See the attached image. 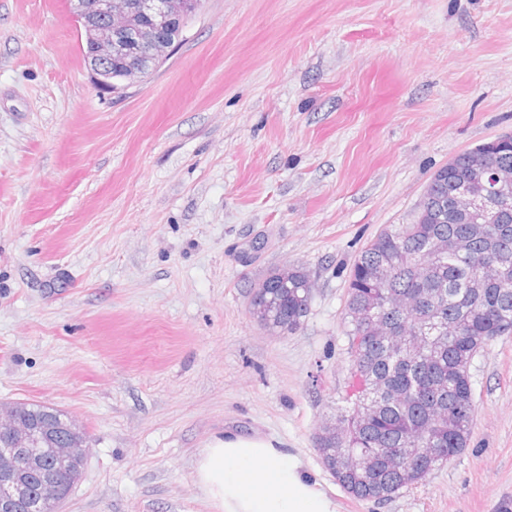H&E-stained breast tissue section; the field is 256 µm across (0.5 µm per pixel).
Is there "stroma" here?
Segmentation results:
<instances>
[{"label":"stroma","mask_w":512,"mask_h":512,"mask_svg":"<svg viewBox=\"0 0 512 512\" xmlns=\"http://www.w3.org/2000/svg\"><path fill=\"white\" fill-rule=\"evenodd\" d=\"M80 47L67 0H0V401L88 433L60 512H214L194 462L227 431L282 441L336 512L512 499V335L473 358L468 446L423 482L359 501L315 447L355 259L512 133V0H203L119 95ZM285 264L315 288L272 336L249 300Z\"/></svg>","instance_id":"1"}]
</instances>
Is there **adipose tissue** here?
<instances>
[{"label":"adipose tissue","mask_w":512,"mask_h":512,"mask_svg":"<svg viewBox=\"0 0 512 512\" xmlns=\"http://www.w3.org/2000/svg\"><path fill=\"white\" fill-rule=\"evenodd\" d=\"M194 481L216 512H336L281 441L228 432L201 448Z\"/></svg>","instance_id":"obj_1"}]
</instances>
